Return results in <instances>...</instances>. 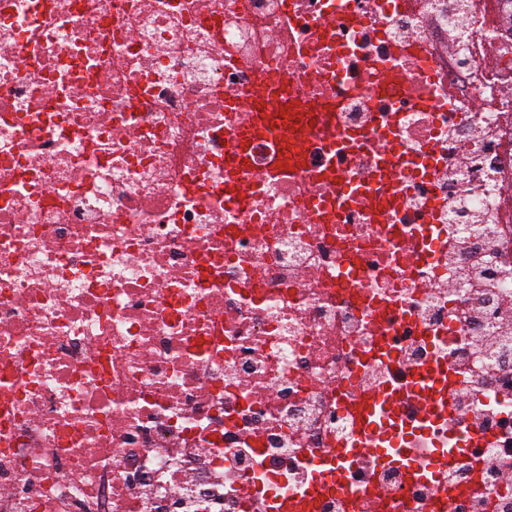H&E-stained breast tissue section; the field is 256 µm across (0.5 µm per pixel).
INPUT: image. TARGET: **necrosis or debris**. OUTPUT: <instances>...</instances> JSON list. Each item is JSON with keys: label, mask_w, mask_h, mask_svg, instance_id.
I'll list each match as a JSON object with an SVG mask.
<instances>
[{"label": "necrosis or debris", "mask_w": 512, "mask_h": 512, "mask_svg": "<svg viewBox=\"0 0 512 512\" xmlns=\"http://www.w3.org/2000/svg\"><path fill=\"white\" fill-rule=\"evenodd\" d=\"M276 88L336 96L337 134L230 171ZM352 133L412 159L387 223L320 180L374 183ZM434 359L416 460L476 434L451 512H512V0H0V512H270ZM434 500L365 454L319 512ZM444 381L434 385L430 392L421 393L419 388L414 390V395L421 401L423 406V422L419 426H427L438 416L439 407L442 403L443 394L448 389V401L455 390L453 379L445 373Z\"/></svg>", "instance_id": "4bbe7bcc"}]
</instances>
